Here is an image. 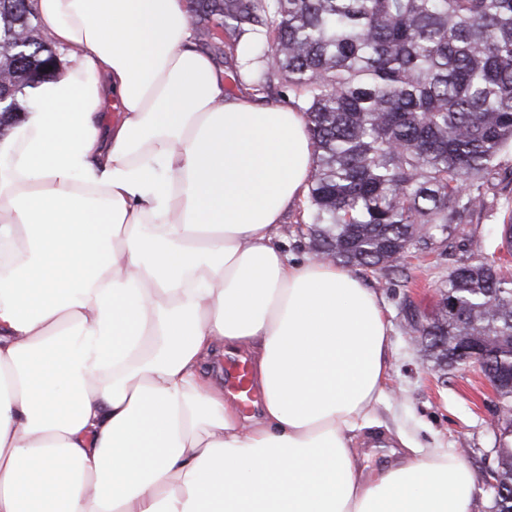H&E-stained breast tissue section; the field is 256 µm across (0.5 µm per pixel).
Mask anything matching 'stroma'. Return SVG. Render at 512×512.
Masks as SVG:
<instances>
[{"instance_id": "stroma-1", "label": "stroma", "mask_w": 512, "mask_h": 512, "mask_svg": "<svg viewBox=\"0 0 512 512\" xmlns=\"http://www.w3.org/2000/svg\"><path fill=\"white\" fill-rule=\"evenodd\" d=\"M502 218L499 210L463 213V233L452 241L454 252L493 251ZM451 266L447 255L436 251L408 256L389 276L363 275L390 322L389 374L374 414L379 427L372 433L359 432L356 438L365 473L393 462V451L403 437L454 452L481 478L496 465L504 425L487 379L468 364L442 370L424 361L407 322L408 314L434 311Z\"/></svg>"}]
</instances>
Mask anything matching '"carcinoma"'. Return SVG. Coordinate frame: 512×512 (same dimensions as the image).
Returning <instances> with one entry per match:
<instances>
[{"instance_id":"1","label":"carcinoma","mask_w":512,"mask_h":512,"mask_svg":"<svg viewBox=\"0 0 512 512\" xmlns=\"http://www.w3.org/2000/svg\"><path fill=\"white\" fill-rule=\"evenodd\" d=\"M199 41L262 42L245 63L253 90L288 89L307 116L314 167L306 196L312 252L373 273L432 250L463 211L505 206L499 251L512 255V198L490 193L512 152V0H189ZM59 76L32 0L0 9V128L20 121L25 87ZM462 307L448 316V295ZM424 355L455 367L463 342L488 371L512 372V273L481 252L456 260L435 312L411 320ZM512 431V385L496 387ZM512 512V445L493 470Z\"/></svg>"}]
</instances>
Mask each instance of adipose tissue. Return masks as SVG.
I'll return each instance as SVG.
<instances>
[{
    "instance_id": "1",
    "label": "adipose tissue",
    "mask_w": 512,
    "mask_h": 512,
    "mask_svg": "<svg viewBox=\"0 0 512 512\" xmlns=\"http://www.w3.org/2000/svg\"><path fill=\"white\" fill-rule=\"evenodd\" d=\"M33 8L61 73L0 136V512H474L455 454L356 461L389 326L360 276L275 238L305 114L230 94L186 0ZM223 347L257 420L203 371Z\"/></svg>"
}]
</instances>
